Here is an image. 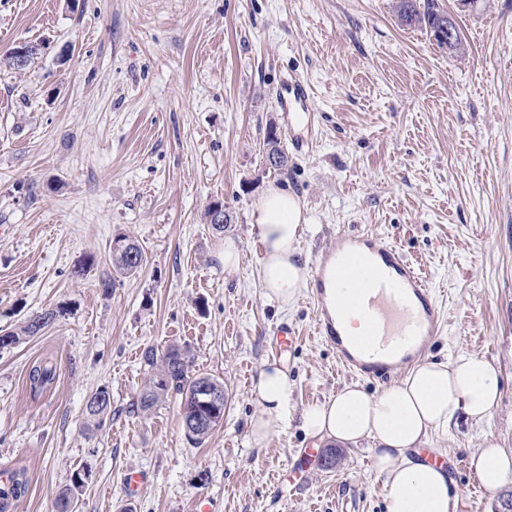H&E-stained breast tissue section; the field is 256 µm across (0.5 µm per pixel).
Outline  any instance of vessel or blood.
<instances>
[{
    "instance_id": "vessel-or-blood-1",
    "label": "vessel or blood",
    "mask_w": 512,
    "mask_h": 512,
    "mask_svg": "<svg viewBox=\"0 0 512 512\" xmlns=\"http://www.w3.org/2000/svg\"><path fill=\"white\" fill-rule=\"evenodd\" d=\"M311 88L301 78L284 82L274 96L279 111L307 108ZM321 336L333 345L348 371L387 381L430 350L441 310L426 281L400 253L377 235L357 233L329 241L309 272ZM358 315L363 336L349 335L345 319Z\"/></svg>"
}]
</instances>
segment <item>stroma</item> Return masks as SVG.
Here are the masks:
<instances>
[{"mask_svg": "<svg viewBox=\"0 0 512 512\" xmlns=\"http://www.w3.org/2000/svg\"><path fill=\"white\" fill-rule=\"evenodd\" d=\"M394 5L0 0V330L58 312L0 349V473L28 481L12 512H56L75 473L77 512H193L201 499L211 512H384L370 442L333 445L295 420L250 441L264 363L287 369L298 411L349 383L383 388L341 366L309 292L283 308L265 299L249 215L275 187L303 206L305 262L336 236H385L439 302L429 359L466 351L500 370L489 419L459 416L426 441L452 460L458 512H498L512 480L484 489L470 458L489 436L512 452V0L458 13L462 58L398 26ZM21 43L40 51L16 71L6 58ZM294 76L312 88L301 152L273 103ZM271 128L288 156L280 170L265 165ZM218 200L232 217L221 231L205 219ZM119 233L145 263L107 294L98 282ZM283 322L296 341L281 353L270 330ZM173 344L229 394L198 446L179 396L130 411L144 351ZM41 359L58 378L34 397L26 377ZM101 387L112 413L89 433L86 400ZM129 470L145 478L132 497ZM56 311H47L44 313H40L34 317L29 318L25 325L22 326L19 330V332H10L9 338L10 342L4 346H12L14 344H17L22 336H35L39 332H41L50 322H52L56 317Z\"/></svg>", "mask_w": 512, "mask_h": 512, "instance_id": "1", "label": "stroma"}]
</instances>
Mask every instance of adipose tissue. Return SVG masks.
I'll return each instance as SVG.
<instances>
[{
  "label": "adipose tissue",
  "mask_w": 512,
  "mask_h": 512,
  "mask_svg": "<svg viewBox=\"0 0 512 512\" xmlns=\"http://www.w3.org/2000/svg\"><path fill=\"white\" fill-rule=\"evenodd\" d=\"M262 245L259 279L268 301L288 306L307 286L308 270L298 238L306 227L299 198L285 188L270 189L251 213ZM294 382L275 363L264 364L254 386L260 412L249 424L255 444L293 413ZM501 378L486 359L459 352L413 368L399 384L370 394L350 384L325 402L307 407L301 427L307 436L373 444L375 466L386 479L385 512H457L458 497L445 469L418 453L429 434L444 433L458 415L481 422L499 398ZM471 465L480 483L499 488L512 476V455L488 438Z\"/></svg>",
  "instance_id": "1"
}]
</instances>
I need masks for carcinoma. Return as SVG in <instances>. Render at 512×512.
Returning a JSON list of instances; mask_svg holds the SVG:
<instances>
[{
  "label": "carcinoma",
  "mask_w": 512,
  "mask_h": 512,
  "mask_svg": "<svg viewBox=\"0 0 512 512\" xmlns=\"http://www.w3.org/2000/svg\"><path fill=\"white\" fill-rule=\"evenodd\" d=\"M397 19L405 27L421 28L430 35H435L440 21L445 19V12L438 0H398ZM119 238L129 244L125 253L113 252L110 255L112 269L120 275H131L140 271L144 265L143 250L129 236L121 234ZM56 317V312L47 311L29 318L17 332H10L9 345L18 343L23 336H35L41 332ZM144 366L147 380L143 389L132 402V410L137 414H149L159 404L174 393L181 396L182 426L187 439L196 444H202L219 426L224 419L226 395L224 383L213 377H207L212 389L217 391L219 403L205 404L195 397V386L198 375L193 373V354L189 347L173 345L159 353L149 348L144 353ZM56 367L46 361L32 365L28 374L30 390L39 394L47 390L55 381ZM99 400L95 406H89L86 411L87 427L100 426L111 412L112 401L110 393L100 388L92 394ZM207 419L212 425L194 427L192 422ZM84 484L80 474L73 475L72 484L63 488L56 500L57 512H76L77 490ZM27 480L24 474L15 472L8 477L5 486L0 487V512H10L12 501L25 493Z\"/></svg>",
  "instance_id": "cac0c4a2"
}]
</instances>
